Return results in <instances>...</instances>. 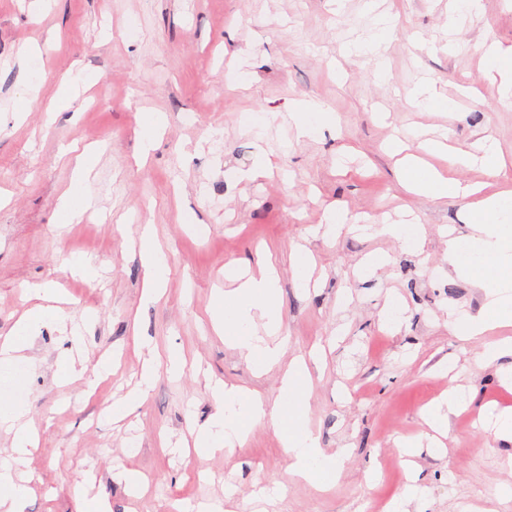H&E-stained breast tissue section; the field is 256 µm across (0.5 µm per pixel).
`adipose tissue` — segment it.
Returning a JSON list of instances; mask_svg holds the SVG:
<instances>
[{
	"label": "adipose tissue",
	"instance_id": "obj_1",
	"mask_svg": "<svg viewBox=\"0 0 512 512\" xmlns=\"http://www.w3.org/2000/svg\"><path fill=\"white\" fill-rule=\"evenodd\" d=\"M422 148L430 154L445 156L449 165H481L495 173L505 159L498 144L484 140L476 152L453 148L442 140H427ZM96 156L92 146L84 147L76 157L71 193L58 205L63 223L81 218L92 206L87 177ZM399 179L408 192L435 199L448 196L469 199L470 235L449 236L448 263L454 273L488 294L478 314L449 309L448 322L456 335L473 338L512 327V191L481 195L477 186L449 179L441 171L415 156H404ZM259 275L248 266L232 264L226 276L233 289L217 293L211 314L218 332L227 342L244 352L256 371L277 365L284 355L282 344L273 340L280 330L279 275L269 258L259 261ZM312 376L305 356L295 357L282 380L280 395L274 403L228 387L224 390V409L197 434L202 449L234 447L243 443L254 424L269 423L281 436L290 458L292 476L308 483L335 481L346 449L335 456L323 455L319 438L308 423V395ZM24 406L0 392V428L12 432V463L0 465V512H23L26 486L16 480L13 464L38 439L26 425Z\"/></svg>",
	"mask_w": 512,
	"mask_h": 512
}]
</instances>
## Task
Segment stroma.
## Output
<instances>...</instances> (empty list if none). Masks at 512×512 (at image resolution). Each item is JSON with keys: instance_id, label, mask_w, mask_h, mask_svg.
Masks as SVG:
<instances>
[{"instance_id": "35a3bbf8", "label": "stroma", "mask_w": 512, "mask_h": 512, "mask_svg": "<svg viewBox=\"0 0 512 512\" xmlns=\"http://www.w3.org/2000/svg\"><path fill=\"white\" fill-rule=\"evenodd\" d=\"M32 0H0V339L36 301L33 285H61L63 309L83 327L47 319L24 334L28 417L39 445L26 457L24 512H82L103 496L111 512H175L222 501L224 512H377L409 484L423 487L409 512H512L500 496L512 485V443L477 421L488 405L512 407V387L496 365L477 359L497 332L464 341L448 327V309L477 312L484 289L448 267L445 233L469 231L466 203L407 194L393 138L417 147L415 131L474 150L494 137L511 164L489 174L452 167L449 178L512 188V97L486 70L485 45H512V0H54L34 14ZM40 45L34 70L19 66L23 46ZM88 79L72 108H54L70 73ZM453 103L421 108L424 83ZM30 88L26 112L16 92ZM323 102L330 114L316 138L288 124L296 101ZM162 112L168 124L146 161L141 126ZM193 121H185V113ZM268 122L262 137L250 126ZM95 145L90 188L97 212L62 224L58 202L72 187L67 151ZM266 148L271 176L227 177L247 170ZM336 203L351 216L397 220L414 213L425 230L416 251L390 238L312 235ZM151 227L169 267L153 298L144 294L138 226ZM306 248L316 267L301 287L293 254ZM268 249L280 276L285 359L315 351L308 420L324 455L349 454L335 482L296 480L279 434L254 426L243 444L195 447L199 429L222 411L216 382L266 401L280 395L284 367L256 373L211 323L217 292L232 288L228 265ZM371 252L387 265L358 275ZM99 266L98 280L69 263ZM406 304L400 331L381 311L390 292ZM179 352L181 374L165 369ZM111 376L88 388L101 357ZM83 375L62 383V361ZM158 368L142 404L121 421L113 401L133 390L145 364ZM467 407L449 419L442 448L407 467L402 439L428 431L420 412L448 386ZM141 475L133 490L126 474Z\"/></svg>"}]
</instances>
